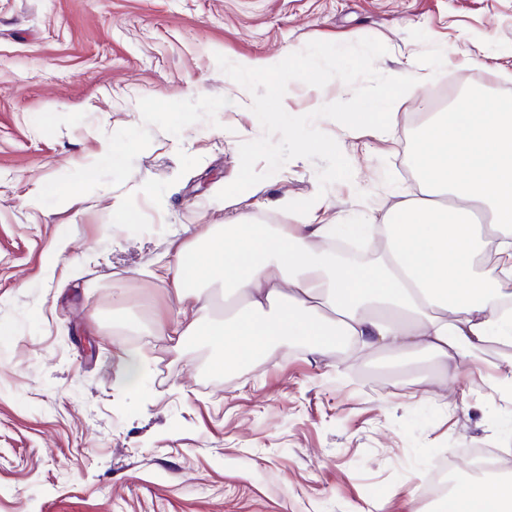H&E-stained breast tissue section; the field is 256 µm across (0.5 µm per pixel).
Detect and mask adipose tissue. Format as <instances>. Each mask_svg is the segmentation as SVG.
<instances>
[{"label": "adipose tissue", "instance_id": "ef3b65f1", "mask_svg": "<svg viewBox=\"0 0 512 512\" xmlns=\"http://www.w3.org/2000/svg\"><path fill=\"white\" fill-rule=\"evenodd\" d=\"M411 158L420 193L386 219H324L326 195L298 203L294 224L240 215L179 243L167 274L176 311L156 335H193L236 375L243 357L303 336L312 350L422 346L451 365L477 360L490 343L512 345V309L499 303L512 280V101L482 112L468 97L426 116ZM381 229L372 262L336 265V238ZM219 282L236 301L210 317L202 286ZM440 512H512V481L494 475L446 496Z\"/></svg>", "mask_w": 512, "mask_h": 512}]
</instances>
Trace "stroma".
I'll return each mask as SVG.
<instances>
[{
    "label": "stroma",
    "mask_w": 512,
    "mask_h": 512,
    "mask_svg": "<svg viewBox=\"0 0 512 512\" xmlns=\"http://www.w3.org/2000/svg\"><path fill=\"white\" fill-rule=\"evenodd\" d=\"M364 37L388 48L380 73L412 57L432 77L384 138L343 143L353 178L328 186L334 216L418 191L422 114L512 96V0H0V512H433L422 491L443 457L458 489L467 449L512 448V402L486 379L498 349L448 370L423 348L314 353L296 336L228 379L207 343L147 327L174 313L159 269L179 242L240 213L294 223L319 188L297 158L217 200L262 129L216 55ZM353 93L300 86L287 108ZM114 136L137 141L116 171L96 157ZM75 182L78 198L31 206ZM120 201L135 223H113ZM129 351L142 368L126 383Z\"/></svg>",
    "instance_id": "stroma-1"
}]
</instances>
